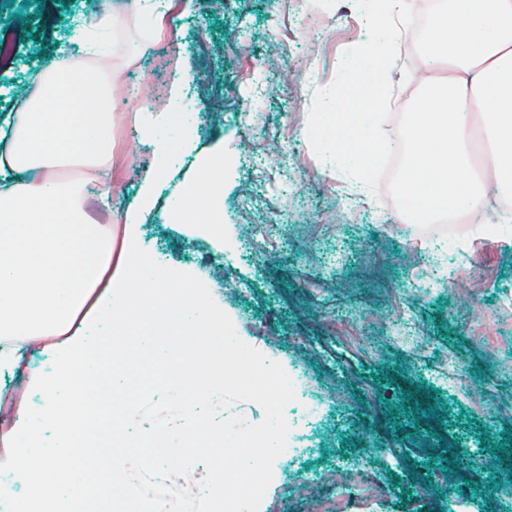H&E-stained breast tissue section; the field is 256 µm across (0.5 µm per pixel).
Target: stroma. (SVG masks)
<instances>
[{
  "instance_id": "stroma-1",
  "label": "stroma",
  "mask_w": 512,
  "mask_h": 512,
  "mask_svg": "<svg viewBox=\"0 0 512 512\" xmlns=\"http://www.w3.org/2000/svg\"><path fill=\"white\" fill-rule=\"evenodd\" d=\"M0 0L11 62L0 113L76 53L71 29L100 0ZM361 0H174L162 22L108 33L112 232L156 155L133 129L196 102L195 156H174L160 203L181 200L196 156L224 144L211 186L224 258L158 213L140 247L212 283L240 339L302 391L289 451L259 512H512V223L454 225L459 241L397 222L386 190L319 160L307 133L318 88L361 32Z\"/></svg>"
}]
</instances>
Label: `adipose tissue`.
<instances>
[{
  "instance_id": "1",
  "label": "adipose tissue",
  "mask_w": 512,
  "mask_h": 512,
  "mask_svg": "<svg viewBox=\"0 0 512 512\" xmlns=\"http://www.w3.org/2000/svg\"><path fill=\"white\" fill-rule=\"evenodd\" d=\"M172 0H120L99 16L82 21L72 39L85 44L108 29L151 13L164 18ZM409 0H384L368 12L353 46L370 59L378 43L379 20L400 19ZM429 59L447 61L448 79L432 85L429 72L417 80L423 90L408 114L415 147L413 178L448 183L450 206L481 214L488 224L512 223V0H464L430 32ZM109 75L84 78L80 69L59 64L36 86L17 113L0 163V369L17 366L41 349L47 365L29 367L11 428L0 431V496L33 484L49 498L77 494L79 482L61 484L54 474L71 465V428L83 403L98 401V379L112 357V321L130 307L136 286L150 285L157 303L172 289H186V306L201 330L224 339V313L213 307L207 281L186 271L158 270L138 247L145 213L156 205L153 179H145L125 211L127 247L112 258V230L89 223L78 185L63 186L58 170L68 164L102 169L100 196L112 180V128L99 109ZM78 102L68 115L76 141L63 152L29 143L32 116L55 93ZM481 120L492 164L472 165L470 131Z\"/></svg>"
}]
</instances>
